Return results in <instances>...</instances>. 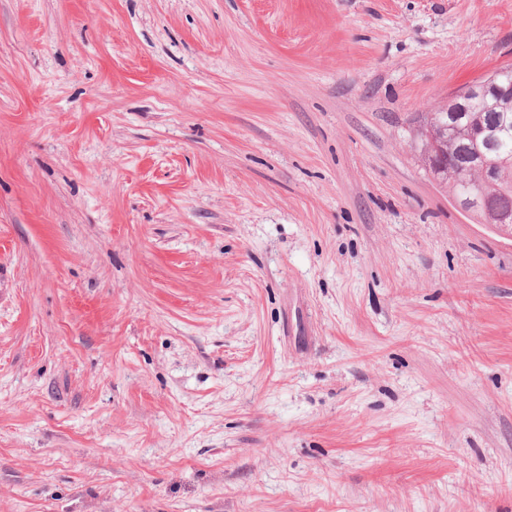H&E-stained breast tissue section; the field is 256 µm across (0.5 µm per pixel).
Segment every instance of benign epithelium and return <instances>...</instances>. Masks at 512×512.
Here are the masks:
<instances>
[{
  "label": "benign epithelium",
  "mask_w": 512,
  "mask_h": 512,
  "mask_svg": "<svg viewBox=\"0 0 512 512\" xmlns=\"http://www.w3.org/2000/svg\"><path fill=\"white\" fill-rule=\"evenodd\" d=\"M475 99H484L491 109H496L501 102H512V82L504 83L498 72H493L485 80L476 85L463 88L448 99L450 107L457 113L468 111V106ZM448 107V108H450ZM448 108L427 114L426 143L423 147V163L432 177L445 185L453 186L469 172H477L485 184H492L502 174L501 167L492 160L494 148L507 129L504 119L495 124H478L472 134L471 163L451 167L446 160V149L443 145L442 133L447 128L443 119L448 117ZM480 222L483 224H508L512 218L499 209L483 207L479 209Z\"/></svg>",
  "instance_id": "obj_1"
}]
</instances>
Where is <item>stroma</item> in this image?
<instances>
[{
	"label": "stroma",
	"mask_w": 512,
	"mask_h": 512,
	"mask_svg": "<svg viewBox=\"0 0 512 512\" xmlns=\"http://www.w3.org/2000/svg\"><path fill=\"white\" fill-rule=\"evenodd\" d=\"M512 0H0V512H512V233L419 159Z\"/></svg>",
	"instance_id": "obj_1"
}]
</instances>
